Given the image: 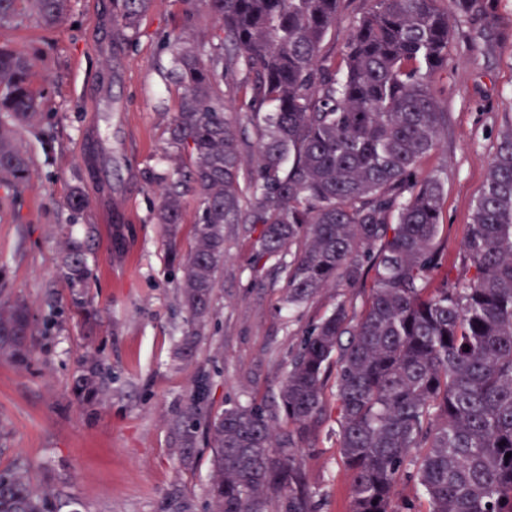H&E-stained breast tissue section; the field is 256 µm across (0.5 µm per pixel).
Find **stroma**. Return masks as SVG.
<instances>
[{
  "label": "stroma",
  "mask_w": 512,
  "mask_h": 512,
  "mask_svg": "<svg viewBox=\"0 0 512 512\" xmlns=\"http://www.w3.org/2000/svg\"><path fill=\"white\" fill-rule=\"evenodd\" d=\"M478 6L472 20L450 19L448 67L431 80L448 129L422 164L444 183L438 243L452 278L512 118V0ZM119 8L118 0H67L56 27L34 19L0 27V45L31 57L41 102L40 121L19 135L30 158L26 187L17 195L0 186V297L25 302L34 328L27 360L0 359V473L24 472L59 512H171L177 500L212 512L205 419L272 405L310 328L340 301L359 319L377 276L288 307L284 273L254 260L256 231L228 224L210 311L194 320L176 260L195 242L196 204L174 231L155 220L157 177L186 163L167 144L181 89L162 38L179 29L202 45L218 25L203 13L182 28L181 0H155L120 35ZM245 81L236 72L223 89L249 163L258 132ZM76 188L89 201L79 212L67 204ZM72 243L86 252L79 282L63 262ZM193 396L202 422L189 432L180 417ZM325 406L296 462L319 512H350L334 385Z\"/></svg>",
  "instance_id": "35a3bbf8"
}]
</instances>
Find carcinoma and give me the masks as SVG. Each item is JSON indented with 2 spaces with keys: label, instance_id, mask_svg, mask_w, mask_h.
<instances>
[{
  "label": "carcinoma",
  "instance_id": "cac0c4a2",
  "mask_svg": "<svg viewBox=\"0 0 512 512\" xmlns=\"http://www.w3.org/2000/svg\"><path fill=\"white\" fill-rule=\"evenodd\" d=\"M113 27L133 29L154 0H122ZM183 27L202 11L219 26L209 49L165 36L181 86L168 144L190 163L162 188L157 223H182L197 203L196 240L178 262L185 306L209 311L224 262V225L259 229L258 258H276L288 304L329 284L354 286L364 265L377 285L362 317L346 304L308 332L272 410L236 406L207 421L215 457L213 512H314L296 448L320 423L336 367L339 451L351 512H512V123L499 135L462 272L444 267L441 178L422 161L448 128L431 77L448 66L449 10L474 0H373L347 34L341 61L322 56L343 0H182ZM66 0H0V26L62 20ZM243 70L259 129L241 175L240 139L224 73ZM39 117L27 53L0 45V185L18 192L30 160L17 128ZM253 197L242 204L240 177ZM69 274H85L69 247ZM27 306L0 299V357L29 354ZM284 416L292 429L276 434ZM410 479L418 509L398 497ZM0 512H57L22 472L0 473Z\"/></svg>",
  "mask_w": 512,
  "mask_h": 512
}]
</instances>
